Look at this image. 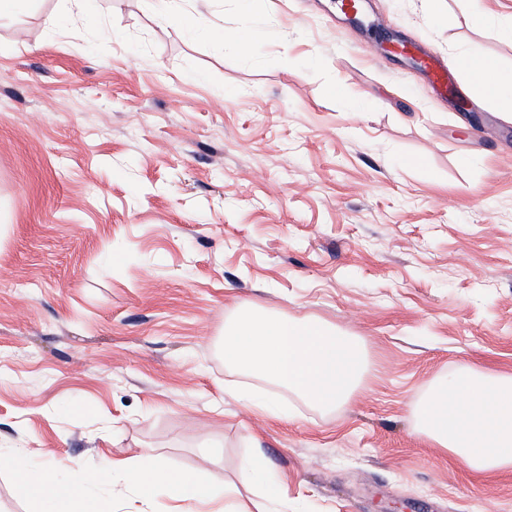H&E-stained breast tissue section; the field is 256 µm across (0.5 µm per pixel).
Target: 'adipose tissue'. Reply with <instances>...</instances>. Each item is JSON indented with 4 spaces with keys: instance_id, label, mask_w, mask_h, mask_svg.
<instances>
[{
    "instance_id": "1",
    "label": "adipose tissue",
    "mask_w": 512,
    "mask_h": 512,
    "mask_svg": "<svg viewBox=\"0 0 512 512\" xmlns=\"http://www.w3.org/2000/svg\"><path fill=\"white\" fill-rule=\"evenodd\" d=\"M457 67L482 94L512 112V73L475 51L459 52ZM417 432L433 447L477 475L512 470V374L466 367L434 383L416 407ZM262 453L243 463L239 481L216 491L199 472L171 470L160 456L145 454L136 463L110 460L101 469L66 483L56 465L25 466L22 455H0V468L17 475L21 487L39 503L41 512H102L101 485L122 482L138 500L164 496L174 512H249L237 498L247 491L273 500L280 485L267 481Z\"/></svg>"
}]
</instances>
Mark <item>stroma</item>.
<instances>
[{
  "label": "stroma",
  "instance_id": "stroma-1",
  "mask_svg": "<svg viewBox=\"0 0 512 512\" xmlns=\"http://www.w3.org/2000/svg\"><path fill=\"white\" fill-rule=\"evenodd\" d=\"M479 7L365 13L512 72V0ZM207 16L223 41L148 0L0 14V452L154 453L220 486L259 448L288 512H512V471L473 475L412 413L463 367L512 373V116L462 85L476 131L336 0ZM244 25L266 33L247 55ZM241 308L362 337L360 387L330 411L228 396Z\"/></svg>",
  "mask_w": 512,
  "mask_h": 512
}]
</instances>
